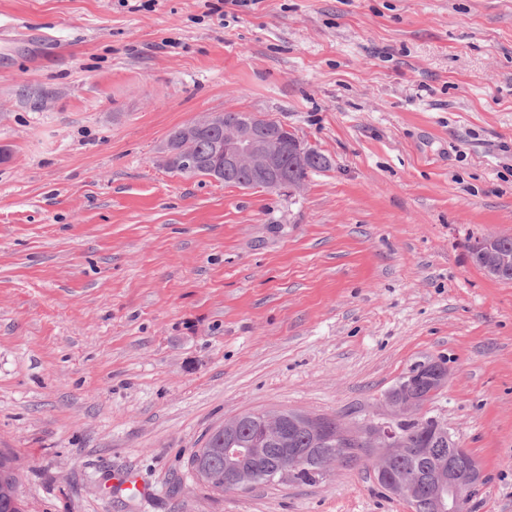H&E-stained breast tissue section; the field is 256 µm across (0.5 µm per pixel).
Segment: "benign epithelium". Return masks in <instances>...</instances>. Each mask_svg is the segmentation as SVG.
Segmentation results:
<instances>
[{
  "label": "benign epithelium",
  "instance_id": "benign-epithelium-1",
  "mask_svg": "<svg viewBox=\"0 0 512 512\" xmlns=\"http://www.w3.org/2000/svg\"><path fill=\"white\" fill-rule=\"evenodd\" d=\"M287 127L261 126L251 117L241 125L224 131V151L213 166L216 178L232 175L242 169L256 172L263 177V187L272 193L293 194L300 185L290 181L287 168L292 162H303L314 152V148L295 136H285ZM161 158L168 166L181 163L192 166L187 146L179 147L165 142L160 147ZM501 237L489 236L478 246L481 269L489 276L506 283L512 282V252L501 249ZM422 389L416 386L405 387L406 400L397 404L392 398L387 403L392 417L410 414L420 406ZM372 446L381 449L377 460V471L382 481L395 493L402 494L409 482L390 466L393 456L402 452L398 448L393 422L389 421L370 433ZM448 441V460L429 480L430 486L448 488V499L441 500L440 512H458L461 492V476H466L472 484L483 481V474L477 460L467 451L458 448L457 441L446 438L442 431L425 438V447L418 449L421 454L435 452V445ZM301 460L294 453H288L273 477L286 481L300 466Z\"/></svg>",
  "mask_w": 512,
  "mask_h": 512
}]
</instances>
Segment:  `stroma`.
<instances>
[{"mask_svg": "<svg viewBox=\"0 0 512 512\" xmlns=\"http://www.w3.org/2000/svg\"><path fill=\"white\" fill-rule=\"evenodd\" d=\"M331 161L293 195L159 166L206 112ZM0 452L26 512H411L371 461L216 491L188 460L248 412L420 409L512 512V0H0ZM508 236H489L478 246L481 269L499 281L512 282V252L501 249L500 240Z\"/></svg>", "mask_w": 512, "mask_h": 512, "instance_id": "35a3bbf8", "label": "stroma"}]
</instances>
